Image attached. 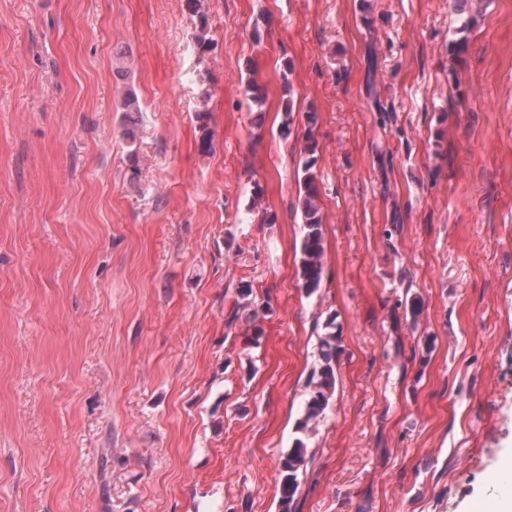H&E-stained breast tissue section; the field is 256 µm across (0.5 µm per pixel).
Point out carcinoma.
<instances>
[{"instance_id": "obj_1", "label": "carcinoma", "mask_w": 512, "mask_h": 512, "mask_svg": "<svg viewBox=\"0 0 512 512\" xmlns=\"http://www.w3.org/2000/svg\"><path fill=\"white\" fill-rule=\"evenodd\" d=\"M470 2L472 0H453L456 14L459 17V26L455 34L448 41V55L454 62H459L467 46V34L476 24V18L471 15ZM291 65L284 63L281 74L283 89L288 99L283 101L284 119L281 132L291 134L293 123L292 85L289 80ZM245 94L255 108L256 116L254 124L260 126L263 123V105L266 99L264 88L255 83L247 82ZM124 134L130 144H135L137 129L142 118V108L138 96L133 89L125 91L122 103ZM305 158L302 162L303 169V194L299 196L302 215V237L300 244V268L299 280L301 288L307 294H314L323 281L324 274V236L323 222L320 208L317 204V186L315 182L314 168L317 161L316 142L313 133H307L304 145ZM324 333L319 339V361L311 372L307 383V399L304 412L299 419L295 430L301 436L294 438L293 446L288 453L281 457L280 468L282 480L280 486L279 512H292V505L299 488V471L306 465L309 456V448L304 434L309 425L322 417L329 406L336 388V354L340 349V336L337 333L336 318L331 316L323 327Z\"/></svg>"}]
</instances>
